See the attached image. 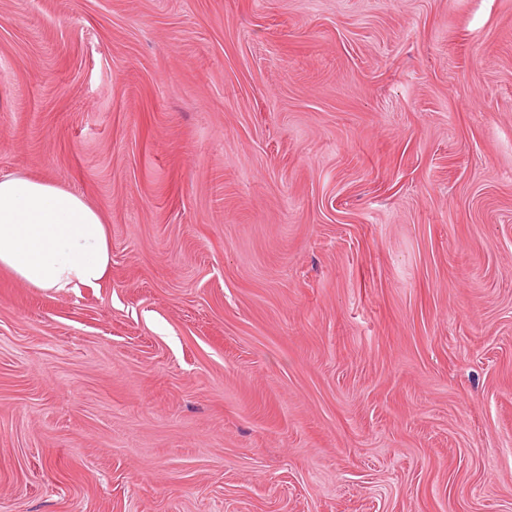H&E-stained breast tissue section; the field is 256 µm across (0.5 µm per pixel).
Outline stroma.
I'll return each instance as SVG.
<instances>
[{"mask_svg":"<svg viewBox=\"0 0 512 512\" xmlns=\"http://www.w3.org/2000/svg\"><path fill=\"white\" fill-rule=\"evenodd\" d=\"M0 171V512H512V0H0ZM112 262L97 210L59 185L0 172V268L31 288L77 293Z\"/></svg>","mask_w":512,"mask_h":512,"instance_id":"1","label":"stroma"}]
</instances>
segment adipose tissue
<instances>
[{"instance_id": "adipose-tissue-1", "label": "adipose tissue", "mask_w": 512, "mask_h": 512, "mask_svg": "<svg viewBox=\"0 0 512 512\" xmlns=\"http://www.w3.org/2000/svg\"><path fill=\"white\" fill-rule=\"evenodd\" d=\"M111 262L102 218L83 196L0 172V268L29 287L68 294L98 284Z\"/></svg>"}]
</instances>
